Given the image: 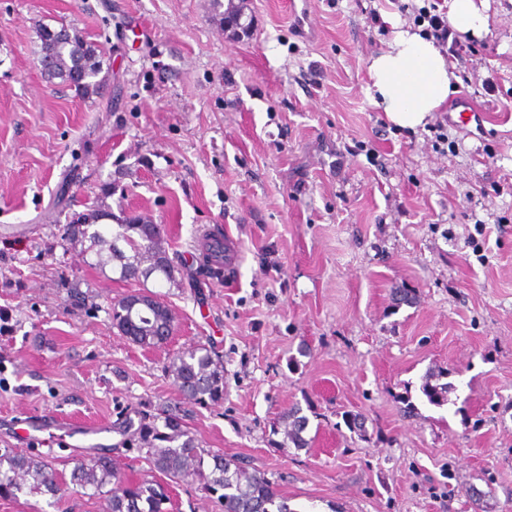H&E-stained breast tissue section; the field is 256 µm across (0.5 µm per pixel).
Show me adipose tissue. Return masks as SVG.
<instances>
[{
  "label": "adipose tissue",
  "mask_w": 512,
  "mask_h": 512,
  "mask_svg": "<svg viewBox=\"0 0 512 512\" xmlns=\"http://www.w3.org/2000/svg\"><path fill=\"white\" fill-rule=\"evenodd\" d=\"M448 15L460 34H494L485 0H448ZM367 73L374 103L389 122L402 128L425 124L447 101L457 80L454 64L433 40L399 23L386 49L369 59Z\"/></svg>",
  "instance_id": "obj_1"
}]
</instances>
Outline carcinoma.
<instances>
[{"label": "carcinoma", "mask_w": 512, "mask_h": 512, "mask_svg": "<svg viewBox=\"0 0 512 512\" xmlns=\"http://www.w3.org/2000/svg\"><path fill=\"white\" fill-rule=\"evenodd\" d=\"M37 38L36 59L48 80L58 79L86 94L100 90L101 63L94 43L64 24L40 25ZM104 217L110 218L112 213L94 209L74 217L65 228L67 241L88 243L83 261L89 268L103 272L114 264L121 281L153 277L169 284L176 282L172 261L164 265L153 262L154 252L167 254L161 228L155 229L149 245L142 217L135 216L116 226L98 223ZM203 237L206 249L196 271L198 276L211 279L218 275L213 262V234L206 232ZM167 371L188 403L208 406L224 400V363L211 347L198 345L179 353ZM449 389L446 383L433 384L428 379L421 392L430 404L440 406L448 401ZM283 420L282 445L305 447L307 441L302 433L307 418L295 409L286 412ZM136 438L138 452L156 473L150 480L123 477L116 461L106 453L76 460L66 478L43 456L0 448V498L25 495L49 502L71 484L101 496L104 512H171L172 485L197 479L205 490L217 495L224 512H292L287 499L278 494L263 473L225 458L221 450L202 447L184 429L179 414L169 408L142 416Z\"/></svg>", "instance_id": "1"}]
</instances>
